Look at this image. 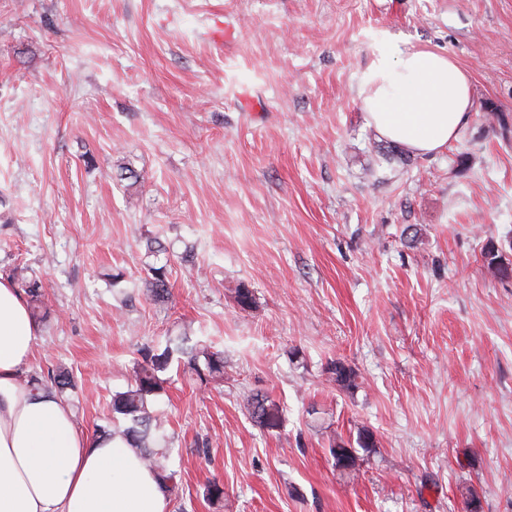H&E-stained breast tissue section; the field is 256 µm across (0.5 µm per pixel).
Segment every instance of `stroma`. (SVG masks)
I'll return each instance as SVG.
<instances>
[{
  "label": "stroma",
  "instance_id": "obj_1",
  "mask_svg": "<svg viewBox=\"0 0 512 512\" xmlns=\"http://www.w3.org/2000/svg\"><path fill=\"white\" fill-rule=\"evenodd\" d=\"M388 36L471 78L436 154L365 123L358 78ZM491 245L512 262V0H0V276L26 266L50 312L31 370L72 371L92 433L140 347L186 326L224 352L207 386L170 372L169 512H213L212 480L223 512H512V279ZM256 391L280 429L246 412ZM362 428L377 446L349 478L329 442ZM145 286L149 295L154 299L168 298L169 285L166 266H149ZM327 373L341 387L351 389L356 387L357 373L342 361H331L327 365ZM243 405L250 418L259 427L267 431L280 428L283 421V409L274 400L259 393H252L243 399Z\"/></svg>",
  "mask_w": 512,
  "mask_h": 512
}]
</instances>
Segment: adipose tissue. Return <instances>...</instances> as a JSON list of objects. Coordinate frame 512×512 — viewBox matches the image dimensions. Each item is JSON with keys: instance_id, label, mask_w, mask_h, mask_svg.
Instances as JSON below:
<instances>
[{"instance_id": "1", "label": "adipose tissue", "mask_w": 512, "mask_h": 512, "mask_svg": "<svg viewBox=\"0 0 512 512\" xmlns=\"http://www.w3.org/2000/svg\"><path fill=\"white\" fill-rule=\"evenodd\" d=\"M359 86L366 124L418 155L455 140L472 106L453 59L391 40ZM36 336L19 288L0 279V512H168L159 477L125 439L82 431L64 401L25 389Z\"/></svg>"}]
</instances>
